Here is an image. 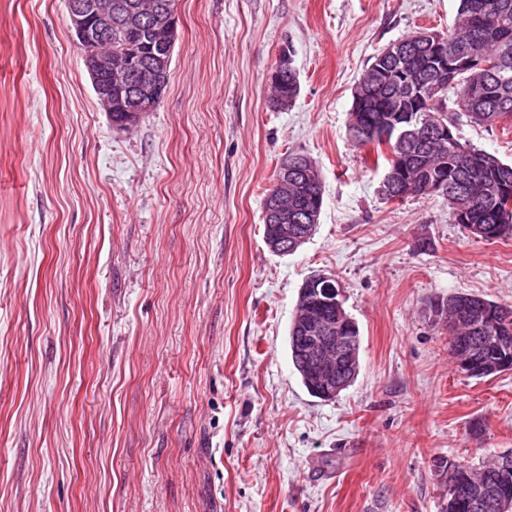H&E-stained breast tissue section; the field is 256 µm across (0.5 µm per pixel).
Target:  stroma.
<instances>
[{
    "label": "stroma",
    "instance_id": "35a3bbf8",
    "mask_svg": "<svg viewBox=\"0 0 512 512\" xmlns=\"http://www.w3.org/2000/svg\"><path fill=\"white\" fill-rule=\"evenodd\" d=\"M458 6L178 0L163 101L125 131L64 0H0V512H439L436 460L512 452V371L458 370L433 309L512 305V239L449 223L440 194L385 201L347 135L374 56ZM284 49L300 92L277 111ZM458 133L512 162V123ZM292 151L324 203L279 255L262 203ZM319 272L360 334L359 374L327 401L288 345Z\"/></svg>",
    "mask_w": 512,
    "mask_h": 512
}]
</instances>
